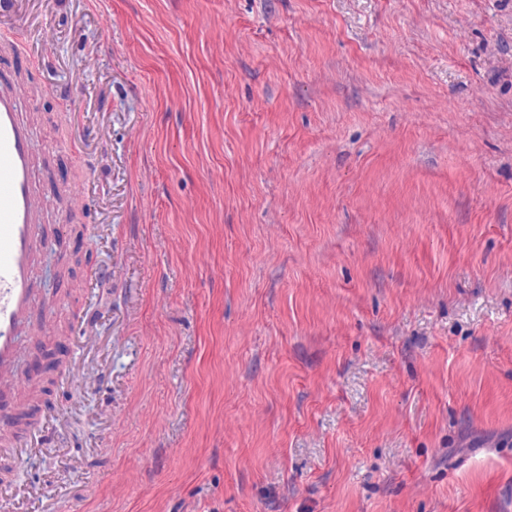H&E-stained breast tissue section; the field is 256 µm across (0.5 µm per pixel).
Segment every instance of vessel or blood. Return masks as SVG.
I'll return each instance as SVG.
<instances>
[{
  "label": "vessel or blood",
  "mask_w": 512,
  "mask_h": 512,
  "mask_svg": "<svg viewBox=\"0 0 512 512\" xmlns=\"http://www.w3.org/2000/svg\"><path fill=\"white\" fill-rule=\"evenodd\" d=\"M25 94L0 87V369H13L20 336L31 326L50 327L51 309L32 294L34 253L44 239L35 221L32 135L20 118Z\"/></svg>",
  "instance_id": "vessel-or-blood-1"
}]
</instances>
